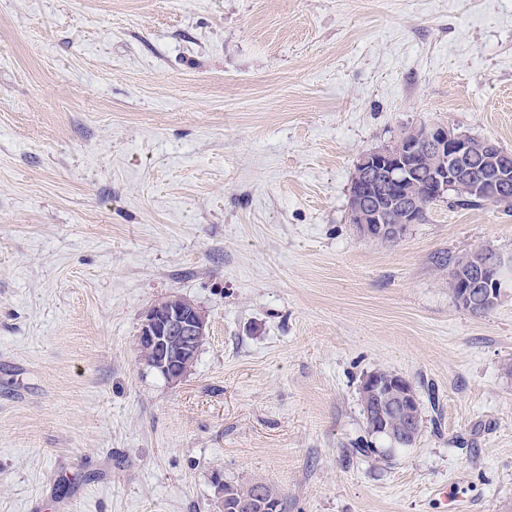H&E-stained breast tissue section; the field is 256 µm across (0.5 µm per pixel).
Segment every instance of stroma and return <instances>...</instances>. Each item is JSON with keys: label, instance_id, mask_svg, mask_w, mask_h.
Listing matches in <instances>:
<instances>
[{"label": "stroma", "instance_id": "1", "mask_svg": "<svg viewBox=\"0 0 512 512\" xmlns=\"http://www.w3.org/2000/svg\"><path fill=\"white\" fill-rule=\"evenodd\" d=\"M512 152V0H0V512H512V213L431 204L396 245L349 222L358 158L431 123ZM209 324L176 384L153 303ZM430 389L384 459L360 385ZM487 249L490 248L450 255L439 264L440 268L448 276V289L456 306L474 314H484L492 311L497 303L488 300V290H493L492 295H500L506 285L505 281L501 278V271L507 263V258L500 252H482ZM480 252H482V258L475 267V257ZM474 267L476 268L475 274L480 276V279H483L486 274L490 275L489 281L492 282L493 287L488 283V278H485V283L482 284L474 282V277L472 276ZM464 291H469L470 293L468 301L470 308L462 306L466 304L467 299L466 295L461 298ZM497 297L495 295L493 299L496 300ZM460 298L462 305L460 304ZM208 337L205 313L192 301L166 298L151 305L137 335L139 350L153 357L152 365L165 370L170 362L194 363ZM143 362L150 368L157 369ZM224 512H282L281 494L272 485L262 481L243 484H224ZM261 490V493H258ZM273 507L277 511H273ZM270 508V510H269ZM229 509V510H228ZM272 509V510H271Z\"/></svg>", "mask_w": 512, "mask_h": 512}]
</instances>
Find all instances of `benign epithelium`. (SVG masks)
Instances as JSON below:
<instances>
[{
  "label": "benign epithelium",
  "mask_w": 512,
  "mask_h": 512,
  "mask_svg": "<svg viewBox=\"0 0 512 512\" xmlns=\"http://www.w3.org/2000/svg\"><path fill=\"white\" fill-rule=\"evenodd\" d=\"M468 136L447 123L422 125L398 143L368 151L356 162L358 182L351 191L353 217L360 235L368 240L400 241L410 225L417 223L419 198H443L460 188L459 165L469 153ZM489 154L485 190L493 197L505 192L502 171L512 163V155L496 144H486ZM420 156H431L437 168L427 185L414 187L412 170ZM507 258L500 252H484L476 264L475 274L490 275L493 293L502 294L505 281L501 271ZM208 337L205 313L192 301L166 298L151 305L143 316L137 335L139 350L153 357L152 365L160 370L176 361L195 362ZM393 407L403 414L411 413L416 401L411 382L401 376L394 381Z\"/></svg>",
  "instance_id": "obj_1"
}]
</instances>
